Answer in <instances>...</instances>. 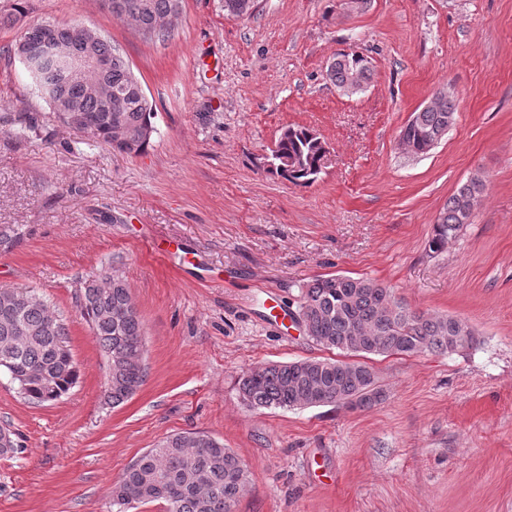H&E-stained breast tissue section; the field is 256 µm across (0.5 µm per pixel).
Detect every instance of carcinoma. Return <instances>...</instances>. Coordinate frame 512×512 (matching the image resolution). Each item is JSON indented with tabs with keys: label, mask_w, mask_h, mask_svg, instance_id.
Returning <instances> with one entry per match:
<instances>
[{
	"label": "carcinoma",
	"mask_w": 512,
	"mask_h": 512,
	"mask_svg": "<svg viewBox=\"0 0 512 512\" xmlns=\"http://www.w3.org/2000/svg\"><path fill=\"white\" fill-rule=\"evenodd\" d=\"M113 15L131 21L137 30L150 29L170 15L173 0H123ZM330 79L348 90L353 81L365 83L371 67L362 54L342 51L329 68ZM90 83L112 86V103L88 93L86 84L66 80L52 58L45 59L35 92L46 102L58 96L75 103L86 118L85 132L112 151L143 154L152 140L141 130L154 126V109L144 108L137 78L120 56L107 73H92ZM455 105L446 98L433 109L415 112L400 133L410 153L421 155L430 139H442L454 120ZM300 156L305 169L283 174L268 169L295 186L311 185L323 160L322 146L306 127H290L271 150L280 156ZM484 184L472 178L448 197L440 210L429 247L439 252L467 223L473 202ZM77 306L88 320L103 352L108 377L104 395L117 406L143 386L144 334L126 279L106 270L85 283ZM300 316L307 336L326 349L366 355L415 356L426 352L453 353L473 345L474 330L452 316L419 312L398 300L393 291L371 279L344 274L317 277L301 287ZM69 331L50 310L43 296L30 288L0 289V371L27 401L58 400L73 387L78 368L68 348ZM241 400L253 409H294L314 404H342L352 409L375 405L383 390L368 364L334 359H301L255 368L238 381ZM248 482V470L230 449L207 434H174L145 451L115 482L112 505L117 512L136 504L163 501L168 512H233Z\"/></svg>",
	"instance_id": "1"
}]
</instances>
